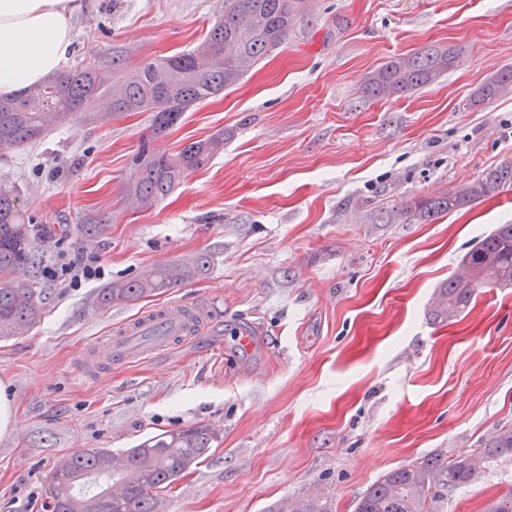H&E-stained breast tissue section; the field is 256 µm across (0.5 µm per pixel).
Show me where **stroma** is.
Here are the masks:
<instances>
[{
  "instance_id": "stroma-1",
  "label": "stroma",
  "mask_w": 512,
  "mask_h": 512,
  "mask_svg": "<svg viewBox=\"0 0 512 512\" xmlns=\"http://www.w3.org/2000/svg\"><path fill=\"white\" fill-rule=\"evenodd\" d=\"M224 0H84L72 60L136 65L198 44ZM430 45L459 55L437 81L383 100L366 74ZM512 67V0H308L284 45L236 87L185 112L160 150L220 132L224 149L148 210L124 201L147 112L77 118L0 156V187L33 220L45 314L0 339V380L19 418L0 438V512H44L55 462L118 454L204 422L219 433L161 512H277L315 496L354 512L385 473L477 448L512 425V288H488L452 323L431 298L471 247L512 224V190L427 222L392 206L438 196L512 161V94L471 105ZM101 230L89 235L85 225ZM211 257L165 294L100 305L99 288L145 267ZM97 256L70 287L62 258ZM203 302L211 335L89 375L116 329L173 301ZM244 324L260 336L238 349ZM512 488V457L449 493L483 512Z\"/></svg>"
}]
</instances>
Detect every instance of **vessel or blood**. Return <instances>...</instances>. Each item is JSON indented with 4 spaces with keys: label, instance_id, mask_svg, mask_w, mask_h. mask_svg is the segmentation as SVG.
<instances>
[{
    "label": "vessel or blood",
    "instance_id": "obj_1",
    "mask_svg": "<svg viewBox=\"0 0 512 512\" xmlns=\"http://www.w3.org/2000/svg\"><path fill=\"white\" fill-rule=\"evenodd\" d=\"M209 327L207 316L199 307L185 302L168 304L124 324L111 341L108 361L123 364L142 359Z\"/></svg>",
    "mask_w": 512,
    "mask_h": 512
}]
</instances>
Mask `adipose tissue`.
Returning <instances> with one entry per match:
<instances>
[{"instance_id": "adipose-tissue-1", "label": "adipose tissue", "mask_w": 512, "mask_h": 512, "mask_svg": "<svg viewBox=\"0 0 512 512\" xmlns=\"http://www.w3.org/2000/svg\"><path fill=\"white\" fill-rule=\"evenodd\" d=\"M77 0H0V97L58 73L72 50Z\"/></svg>"}]
</instances>
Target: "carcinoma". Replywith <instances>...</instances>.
I'll return each mask as SVG.
<instances>
[{
  "instance_id": "carcinoma-1",
  "label": "carcinoma",
  "mask_w": 512,
  "mask_h": 512,
  "mask_svg": "<svg viewBox=\"0 0 512 512\" xmlns=\"http://www.w3.org/2000/svg\"><path fill=\"white\" fill-rule=\"evenodd\" d=\"M306 0H224V11L193 48L128 66L112 58V69L72 66L47 81L0 99V155L35 142L75 116H112L150 112L149 133L131 159L124 195L149 209L166 198L192 171L205 167L224 150V133L192 141L174 152L150 143L165 135L184 112L236 86L270 52L288 39L293 17ZM450 48L431 45L399 56L368 73L364 92L388 98L431 84L456 66ZM512 85V67L501 70L480 89L484 103L504 95ZM512 188V162L488 169L472 182L434 198H420L392 212L398 218L428 220L495 197ZM33 226L12 191L0 188V338L23 336L43 315L30 280L17 274L34 267ZM201 254L190 263L155 265L131 279L115 281L98 293L103 305L159 296L203 273ZM512 286V224H502L465 253L456 274L438 287L431 313L453 320L482 288ZM217 430L202 422L147 437L124 451L126 497L110 498L104 486L88 496L81 488L107 476L106 448H82L61 457L48 486L52 512H154L159 495L198 463L218 442ZM512 456V426L495 430L482 444L453 459L434 456L386 473L366 490L355 512H438L448 492L477 482L490 463ZM288 512H327L313 499L288 501Z\"/></svg>"
}]
</instances>
